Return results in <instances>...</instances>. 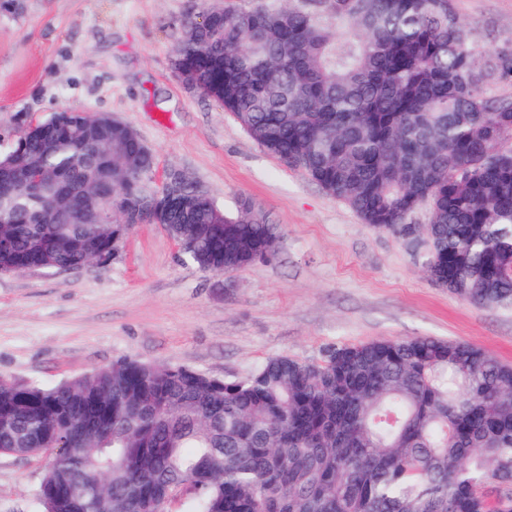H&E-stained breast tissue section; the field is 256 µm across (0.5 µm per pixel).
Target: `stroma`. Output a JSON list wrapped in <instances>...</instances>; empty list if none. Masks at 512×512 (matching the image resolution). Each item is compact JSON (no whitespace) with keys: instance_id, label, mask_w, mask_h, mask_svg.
Instances as JSON below:
<instances>
[{"instance_id":"35a3bbf8","label":"stroma","mask_w":512,"mask_h":512,"mask_svg":"<svg viewBox=\"0 0 512 512\" xmlns=\"http://www.w3.org/2000/svg\"><path fill=\"white\" fill-rule=\"evenodd\" d=\"M249 0H20L0 8V154L56 112L109 113L217 206L250 199L283 231L275 260L199 270L157 225L133 228L108 264L0 274V374L55 386L119 359L237 380L267 359H320L334 344L435 336L512 364V307L432 282L396 234L259 147L188 89L171 52L188 12ZM467 26L512 40V0H454ZM42 458L0 455V512H39Z\"/></svg>"}]
</instances>
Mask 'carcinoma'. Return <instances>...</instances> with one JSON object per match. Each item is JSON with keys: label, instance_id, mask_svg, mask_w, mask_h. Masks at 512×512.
Returning <instances> with one entry per match:
<instances>
[{"label": "carcinoma", "instance_id": "1", "mask_svg": "<svg viewBox=\"0 0 512 512\" xmlns=\"http://www.w3.org/2000/svg\"><path fill=\"white\" fill-rule=\"evenodd\" d=\"M182 23L181 80L377 231L425 243L422 269L461 299L512 306V41L453 0H254ZM72 112L13 146L43 177L0 199V273L69 270L132 227L73 224L64 178L112 206L163 198L133 138L92 151ZM164 223L202 270L272 258L282 231L220 209L186 177ZM426 210L419 226L412 217ZM0 455L47 457L42 512H512V365L432 336L330 345L241 380L121 359L54 387L0 375ZM503 489L494 505L479 495Z\"/></svg>", "mask_w": 512, "mask_h": 512}]
</instances>
